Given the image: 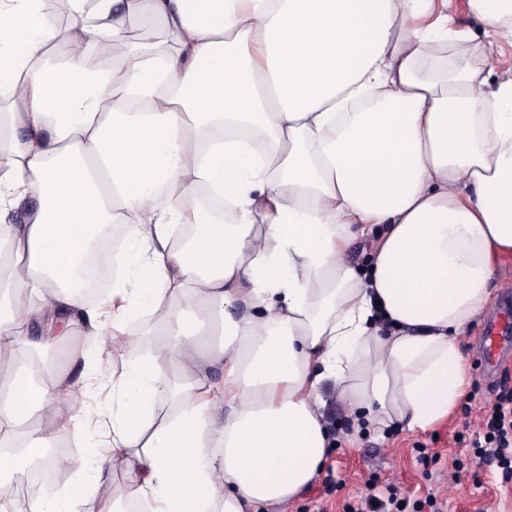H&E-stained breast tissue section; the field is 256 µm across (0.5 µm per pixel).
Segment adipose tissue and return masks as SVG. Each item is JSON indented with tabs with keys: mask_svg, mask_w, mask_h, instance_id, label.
Returning a JSON list of instances; mask_svg holds the SVG:
<instances>
[{
	"mask_svg": "<svg viewBox=\"0 0 512 512\" xmlns=\"http://www.w3.org/2000/svg\"><path fill=\"white\" fill-rule=\"evenodd\" d=\"M0 0V359L43 378L0 385V480L59 433L100 436L89 474L0 512H256L304 494L333 445L322 387L358 429L424 430L463 401V340L512 255V79L491 88L443 0ZM485 56L512 45V0H470ZM161 22L176 51L132 45L109 66L90 42ZM247 129L199 151L204 135ZM226 218L206 215L201 188ZM124 230L111 293L77 279L107 225ZM194 227L181 243L179 225ZM370 239L366 266L348 252ZM22 263L18 276L7 259ZM157 345L125 342L157 307ZM111 326L127 367L72 413L69 322ZM224 367V386L208 375ZM57 413L41 435L25 425ZM131 501H108L113 471Z\"/></svg>",
	"mask_w": 512,
	"mask_h": 512,
	"instance_id": "adipose-tissue-1",
	"label": "adipose tissue"
}]
</instances>
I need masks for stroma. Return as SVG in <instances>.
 I'll use <instances>...</instances> for the list:
<instances>
[{
    "label": "stroma",
    "instance_id": "obj_1",
    "mask_svg": "<svg viewBox=\"0 0 512 512\" xmlns=\"http://www.w3.org/2000/svg\"><path fill=\"white\" fill-rule=\"evenodd\" d=\"M448 10L465 35L459 48L472 62H480L485 42L484 22L471 11L468 0H448ZM482 326H475L464 341L469 365L468 396L456 413L425 431L397 427L387 433H355L353 416L336 397L333 384H325V419L334 437L324 472L301 497L269 512H345V506L366 492L372 481L398 486L403 512H431L427 495L447 505V512H512V482H503L499 468L475 465L468 434L478 430L483 406L504 376L512 377V348L496 353L495 364H486L480 351ZM68 463L59 480L45 486V493L66 488L79 479L86 461L96 450L93 436L76 439L61 434ZM438 454L426 463L422 453Z\"/></svg>",
    "mask_w": 512,
    "mask_h": 512
}]
</instances>
